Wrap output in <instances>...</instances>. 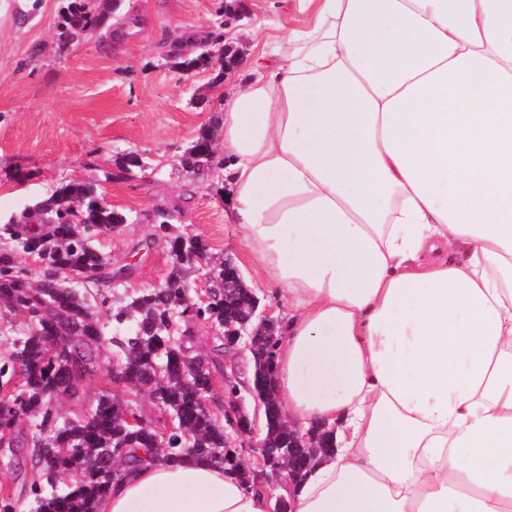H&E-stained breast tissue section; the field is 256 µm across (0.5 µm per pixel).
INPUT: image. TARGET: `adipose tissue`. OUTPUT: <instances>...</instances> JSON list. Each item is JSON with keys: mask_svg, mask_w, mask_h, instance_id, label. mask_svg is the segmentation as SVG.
<instances>
[{"mask_svg": "<svg viewBox=\"0 0 512 512\" xmlns=\"http://www.w3.org/2000/svg\"><path fill=\"white\" fill-rule=\"evenodd\" d=\"M221 120L224 216L288 303L292 512H512V0H296ZM187 458L98 512H271Z\"/></svg>", "mask_w": 512, "mask_h": 512, "instance_id": "adipose-tissue-1", "label": "adipose tissue"}]
</instances>
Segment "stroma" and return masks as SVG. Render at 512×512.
Instances as JSON below:
<instances>
[{"label": "stroma", "mask_w": 512, "mask_h": 512, "mask_svg": "<svg viewBox=\"0 0 512 512\" xmlns=\"http://www.w3.org/2000/svg\"><path fill=\"white\" fill-rule=\"evenodd\" d=\"M68 2L0 0V215L87 177V161L110 170L120 155L136 153L144 169L104 185L107 200L130 217L100 241L113 262L132 267L123 289L165 280L170 259L150 245L147 216L173 208L176 227L205 239L212 254L235 258L249 287L286 317L267 273L225 224L220 187L205 181L188 188L180 155L201 128L217 124L225 90L211 73L191 74L180 64L194 54V42L217 36L220 7L242 16L225 42L244 60L255 39L279 36L293 0H91L102 24L63 46L57 23Z\"/></svg>", "instance_id": "35a3bbf8"}]
</instances>
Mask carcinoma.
Returning <instances> with one entry per match:
<instances>
[{
    "mask_svg": "<svg viewBox=\"0 0 512 512\" xmlns=\"http://www.w3.org/2000/svg\"><path fill=\"white\" fill-rule=\"evenodd\" d=\"M87 0H71L61 12L58 38L67 43L97 25ZM215 131H199L181 155V167L193 177L219 168ZM85 180L60 183L18 215L0 220V313L26 319L22 336L0 354V458L6 472L31 465L36 480L26 509L0 491V512H97V505L134 463L192 456L225 468L242 483L250 475L224 463V419L209 407L215 396L216 363L194 352L191 324L224 328V260L208 256L198 235L184 233L168 221L169 213L153 212L151 243L162 244L171 258L162 284L131 293L112 305V291L130 267H113L97 246L102 236L120 232L129 216L112 208L101 192L110 171ZM39 258L44 268L33 272L23 255ZM206 264L211 288L198 302L191 274ZM86 275L73 287L71 275ZM187 315L183 336H169L172 314ZM121 353L123 378L146 388L160 412L175 419L174 433L163 438L151 419L128 425L129 402L112 390V371L88 406L63 416L54 402L66 396L85 403V386L101 368L102 350ZM254 387L264 405V436L271 458L268 474L288 465V423L279 401L267 386L269 368L253 361Z\"/></svg>",
    "mask_w": 512,
    "mask_h": 512,
    "instance_id": "carcinoma-1",
    "label": "carcinoma"
}]
</instances>
